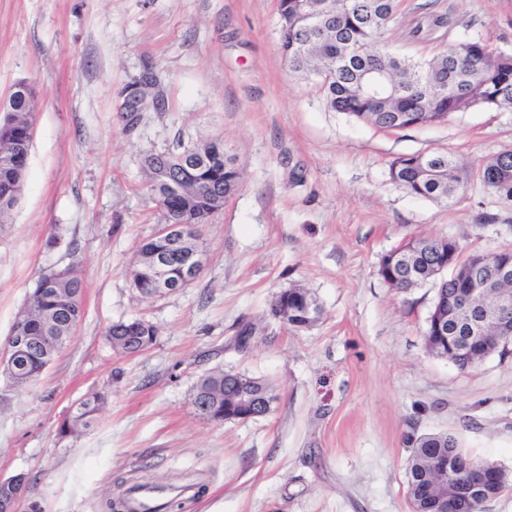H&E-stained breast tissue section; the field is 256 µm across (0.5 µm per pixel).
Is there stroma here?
I'll return each instance as SVG.
<instances>
[{
  "mask_svg": "<svg viewBox=\"0 0 512 512\" xmlns=\"http://www.w3.org/2000/svg\"><path fill=\"white\" fill-rule=\"evenodd\" d=\"M433 14L447 15L445 37L430 35ZM383 39L412 58L471 39L512 54V0H400ZM149 70L163 107L126 124L125 90ZM21 79L35 90L33 139L0 224V351L41 272L80 259L86 288L84 316L40 380L0 377V479L28 474L42 512H101L118 479L185 473L204 486L185 512H411L405 468L421 435L454 434L469 456L512 470V355L466 371L431 355L436 283L402 293L379 274L413 237L467 255L512 248V202L479 175L440 203L389 174L405 155L476 166L512 150V112L384 130L332 111L283 59L275 0H0V100ZM213 140L242 180L200 228L205 266L186 288L143 298L128 271L162 216L141 161ZM296 285L323 310L298 331L271 313ZM135 318L156 340L118 353L105 331ZM215 370L267 382L270 412L197 415L193 388ZM97 392L109 395L98 425L60 435Z\"/></svg>",
  "mask_w": 512,
  "mask_h": 512,
  "instance_id": "obj_1",
  "label": "stroma"
}]
</instances>
